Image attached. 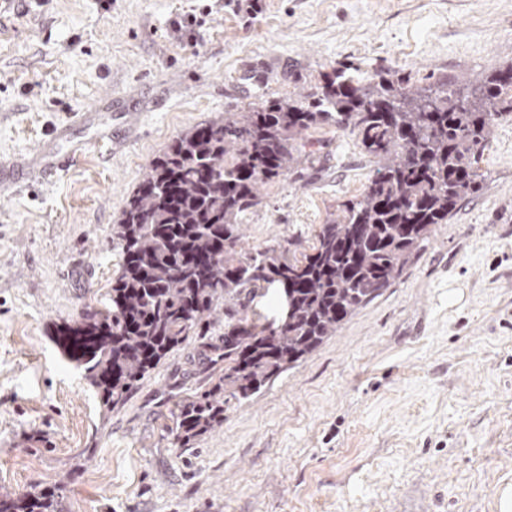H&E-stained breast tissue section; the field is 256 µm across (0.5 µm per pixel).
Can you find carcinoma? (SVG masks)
<instances>
[{
    "label": "carcinoma",
    "instance_id": "1",
    "mask_svg": "<svg viewBox=\"0 0 512 512\" xmlns=\"http://www.w3.org/2000/svg\"><path fill=\"white\" fill-rule=\"evenodd\" d=\"M352 71L334 67L309 93L269 95L192 126L152 160L112 225L122 261L105 310L51 329L105 413L196 338L203 354L224 359V375L178 405L175 445L190 447L224 425L230 400L253 397L336 335L477 191L479 154L512 114V62L465 82ZM324 124L354 135L371 159L361 196L328 215L301 259L240 247L241 219L261 203V187L313 162L303 141ZM269 285L281 312L260 324L247 307ZM217 326L224 332L213 341ZM55 509L51 490L0 491V512Z\"/></svg>",
    "mask_w": 512,
    "mask_h": 512
}]
</instances>
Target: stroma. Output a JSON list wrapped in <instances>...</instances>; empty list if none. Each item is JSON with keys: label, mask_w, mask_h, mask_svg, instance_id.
I'll return each instance as SVG.
<instances>
[{"label": "stroma", "mask_w": 512, "mask_h": 512, "mask_svg": "<svg viewBox=\"0 0 512 512\" xmlns=\"http://www.w3.org/2000/svg\"><path fill=\"white\" fill-rule=\"evenodd\" d=\"M15 0L0 6V487L57 488L59 512H502L512 490V117L479 189L373 302L224 425L178 448L177 404L223 362L185 342L104 413L48 334L102 310L110 234L188 127L343 63L412 80L512 60V0ZM89 113L103 153L36 181L54 130ZM313 163L266 183L243 245L311 253L358 198L356 138L312 129Z\"/></svg>", "instance_id": "obj_1"}]
</instances>
